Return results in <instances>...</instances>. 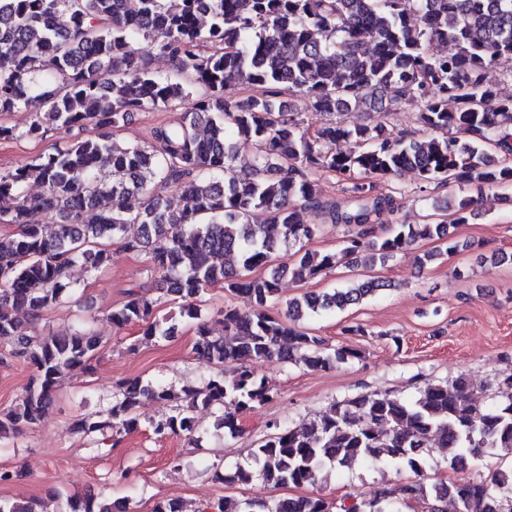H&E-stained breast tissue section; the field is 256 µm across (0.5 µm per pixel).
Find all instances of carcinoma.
<instances>
[{
    "label": "carcinoma",
    "mask_w": 512,
    "mask_h": 512,
    "mask_svg": "<svg viewBox=\"0 0 512 512\" xmlns=\"http://www.w3.org/2000/svg\"><path fill=\"white\" fill-rule=\"evenodd\" d=\"M65 15L68 22L58 23ZM435 43L450 45L435 54ZM166 58L171 72L149 66ZM512 63V0H0V115L31 110L24 131L0 124V139H42L52 130L89 127L62 147L0 171V364L32 368L25 395L0 410V444L37 425L53 405L61 378L94 372L102 339L86 322L65 335L29 336L20 309L39 316L74 290L67 270L108 266L118 240L144 254L181 316L197 321L198 358L233 369L201 389L176 392L138 378L119 385L112 405L75 416L79 435H113L139 426L136 409L149 401L185 399L221 411L220 424L240 433L237 413L269 398L247 361L277 358L311 370L331 369L354 356L330 350L297 322L344 309L384 283L369 274L378 262L420 240L435 241L417 257L425 266L457 250L448 227L468 223L477 200L460 195L424 224H393L380 236L384 213L401 209L389 183L407 169L429 186L462 190L512 186V97L499 94L489 73ZM236 84L264 88L241 98ZM300 95L305 109L379 113L384 105L422 104L419 122L439 133L419 141L396 135L380 121L354 127L330 123L311 131L285 96ZM190 110L150 130L149 143H119L117 129L136 112ZM351 141L353 150L333 148ZM506 156L496 157L491 148ZM331 173L342 198L326 200L318 175ZM41 186L30 198L25 188ZM137 195L135 212L124 201ZM311 214L300 220L299 209ZM43 213L59 216L47 224ZM130 224L139 225L135 236ZM343 228L337 251H311L306 243L325 225ZM296 248L279 255L281 247ZM367 272L331 293L304 294L271 311L280 280L304 282L338 266ZM271 267L269 276L254 277ZM208 288L244 295L249 311L216 312L224 334L200 321L197 302ZM161 298L135 285L108 319L120 331L142 327L148 340L170 338L176 324L157 316ZM234 411L224 410V404ZM154 434L192 436L193 417L177 413L152 424ZM452 463L488 453L512 456V370L498 382L497 402L481 406L467 380L429 386L411 400L361 394L331 406L300 430L283 429L251 452L250 462L224 476L227 483L259 480L272 487L313 484L328 464L355 461L372 467L404 466L418 479L383 488L341 512H399L417 499L425 512H443L449 497L457 512H512V465L448 483L424 482L430 443ZM322 496L267 500L226 498L217 512H334ZM71 512H126L92 497L70 501Z\"/></svg>",
    "instance_id": "1"
}]
</instances>
